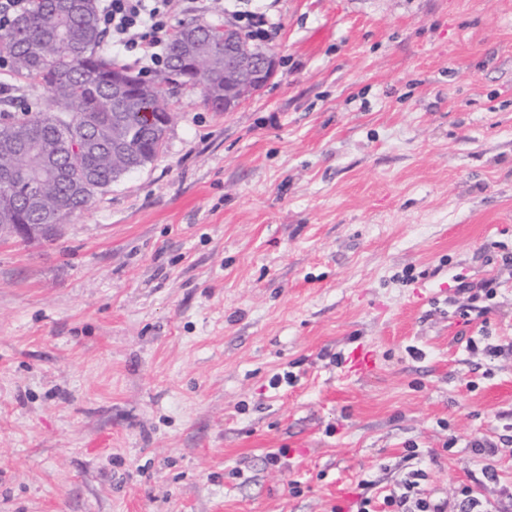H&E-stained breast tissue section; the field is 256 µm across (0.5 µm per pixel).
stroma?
Instances as JSON below:
<instances>
[{
	"label": "stroma",
	"mask_w": 512,
	"mask_h": 512,
	"mask_svg": "<svg viewBox=\"0 0 512 512\" xmlns=\"http://www.w3.org/2000/svg\"><path fill=\"white\" fill-rule=\"evenodd\" d=\"M248 6L260 93L0 240V512H512V0ZM234 24L252 40L268 41L276 34V28L265 12L252 10L231 11ZM420 473H414L412 478L414 480H409L406 482L405 488L407 492L401 493L400 495L389 494L384 496L383 503L381 506L383 508H393L396 507L397 510H375L377 505L374 504V500L370 497H361L360 500L356 503L357 510H352L355 512H446V505L444 502H435L431 498L425 497H416L413 502L414 509L411 510L407 508V504L410 501L409 492L414 490L419 484L415 480L420 477Z\"/></svg>",
	"instance_id": "1"
}]
</instances>
